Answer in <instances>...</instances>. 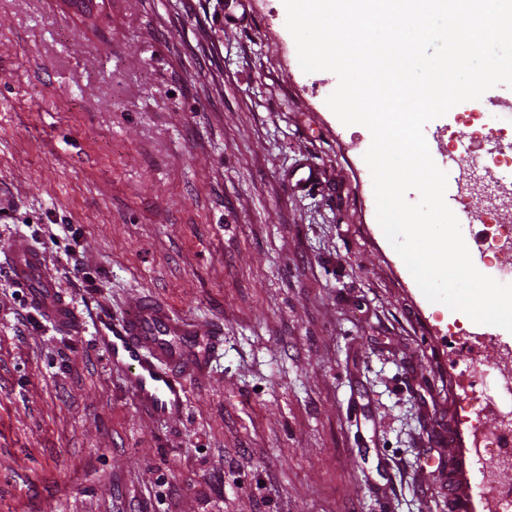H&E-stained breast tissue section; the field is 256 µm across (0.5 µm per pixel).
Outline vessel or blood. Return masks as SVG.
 Wrapping results in <instances>:
<instances>
[{"label":"vessel or blood","mask_w":512,"mask_h":512,"mask_svg":"<svg viewBox=\"0 0 512 512\" xmlns=\"http://www.w3.org/2000/svg\"><path fill=\"white\" fill-rule=\"evenodd\" d=\"M290 187L310 191L320 183L317 169L304 164L287 178ZM0 269L25 290L28 302L62 330L83 329L81 315L59 290L43 256L25 242L0 251ZM92 341L112 369L123 376L136 407L158 420L182 416L192 383L203 381L222 348L220 328L173 312L149 296L128 313L114 317L100 309L92 323Z\"/></svg>","instance_id":"1"}]
</instances>
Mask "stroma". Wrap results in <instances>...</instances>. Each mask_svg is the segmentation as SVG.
I'll list each match as a JSON object with an SVG mask.
<instances>
[{"label":"stroma","instance_id":"35a3bbf8","mask_svg":"<svg viewBox=\"0 0 512 512\" xmlns=\"http://www.w3.org/2000/svg\"><path fill=\"white\" fill-rule=\"evenodd\" d=\"M224 2L97 0L88 24L0 0V249L37 247L79 309L224 325L158 421L0 271V512H490L455 411L496 395L512 333L425 298L376 219L371 134L297 65L282 0ZM301 163L317 189L287 186ZM501 176L456 168L475 226L512 225Z\"/></svg>","mask_w":512,"mask_h":512}]
</instances>
